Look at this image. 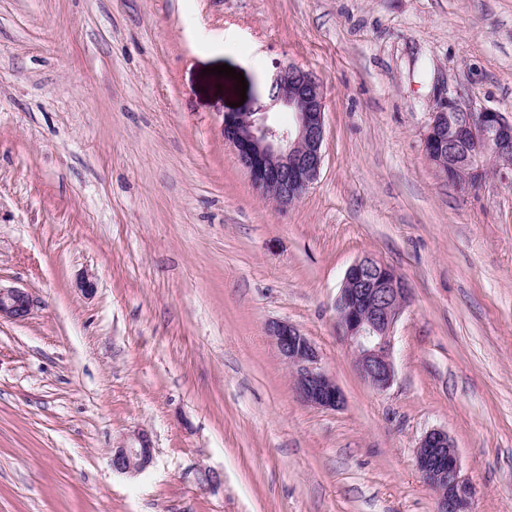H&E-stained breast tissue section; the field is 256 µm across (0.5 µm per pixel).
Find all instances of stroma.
Returning a JSON list of instances; mask_svg holds the SVG:
<instances>
[{"mask_svg": "<svg viewBox=\"0 0 512 512\" xmlns=\"http://www.w3.org/2000/svg\"><path fill=\"white\" fill-rule=\"evenodd\" d=\"M289 64L326 138L282 209L222 123ZM442 97L512 116V0H0V284L36 301L0 320V512H436L433 428L473 512H512V169L448 184ZM365 256L411 289L381 393L335 328ZM276 320L339 408L296 395ZM137 431L153 462L116 473ZM268 334L281 358L292 370L295 391L307 405L336 409L342 393L322 363L316 344L288 321H273ZM416 467L438 499L437 512H472L473 487L460 475L458 455L448 432L434 428L420 439Z\"/></svg>", "mask_w": 512, "mask_h": 512, "instance_id": "1", "label": "stroma"}]
</instances>
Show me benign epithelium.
<instances>
[{
	"label": "benign epithelium",
	"mask_w": 512,
	"mask_h": 512,
	"mask_svg": "<svg viewBox=\"0 0 512 512\" xmlns=\"http://www.w3.org/2000/svg\"><path fill=\"white\" fill-rule=\"evenodd\" d=\"M289 111L294 124L284 130L270 120L272 112ZM224 142L234 151L255 189L280 206L299 200L316 180L323 162L325 96L323 81L314 73L289 64L272 78L267 102L224 113ZM430 160L448 183L465 192L486 175L487 162L509 163L512 117L492 109L473 112L456 102L438 100L424 136ZM409 301L405 279L371 256L346 271L335 300L336 329L351 350L361 379L377 391L395 377L392 332ZM31 294L0 285V319L23 321L34 310ZM268 334L292 370L295 391L313 407L334 409L342 393L322 363L316 344L287 321H273ZM153 448L144 433L134 443L112 451V469L127 474L144 471ZM416 467L438 499L437 512H472L473 487L460 475L458 455L448 432L434 428L420 439Z\"/></svg>",
	"instance_id": "benign-epithelium-1"
}]
</instances>
